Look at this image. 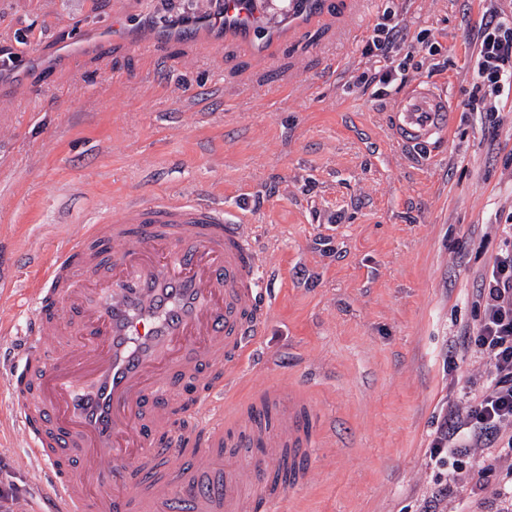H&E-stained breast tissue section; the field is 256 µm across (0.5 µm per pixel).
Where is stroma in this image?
Returning a JSON list of instances; mask_svg holds the SVG:
<instances>
[{
    "instance_id": "obj_1",
    "label": "stroma",
    "mask_w": 512,
    "mask_h": 512,
    "mask_svg": "<svg viewBox=\"0 0 512 512\" xmlns=\"http://www.w3.org/2000/svg\"><path fill=\"white\" fill-rule=\"evenodd\" d=\"M299 32L260 46L219 25L149 45L160 21L212 0H0V348L24 328L25 292L60 241L102 203L223 197L247 210L274 302L236 391L204 411L237 419L267 385L299 389L321 430L313 479L266 512H499L512 450L468 448L447 465L430 443L449 408L490 381L461 345L477 288L512 239V92L473 110L471 54L489 12L512 0H330ZM413 57L367 87L365 48L385 10ZM431 83L449 138L431 166L400 144L389 114ZM0 357V512L46 494L13 421ZM496 458L484 485L472 466Z\"/></svg>"
}]
</instances>
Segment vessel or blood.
Listing matches in <instances>:
<instances>
[{
	"label": "vessel or blood",
	"mask_w": 512,
	"mask_h": 512,
	"mask_svg": "<svg viewBox=\"0 0 512 512\" xmlns=\"http://www.w3.org/2000/svg\"><path fill=\"white\" fill-rule=\"evenodd\" d=\"M219 11L239 41L266 31L243 0ZM448 115L427 85L401 96L392 120L418 150L445 141ZM254 235L247 212L168 195L129 199L61 243L27 291L22 364L9 373L13 419L48 475L46 512H242L246 496L283 495L245 478L309 445L313 418L295 391L258 398L275 413L270 427L208 421L200 441L171 426L185 385L223 394L272 311ZM173 451L189 466L169 467Z\"/></svg>",
	"instance_id": "1"
}]
</instances>
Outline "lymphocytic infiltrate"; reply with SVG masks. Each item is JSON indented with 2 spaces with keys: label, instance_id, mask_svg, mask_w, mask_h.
I'll return each instance as SVG.
<instances>
[{
  "label": "lymphocytic infiltrate",
  "instance_id": "1",
  "mask_svg": "<svg viewBox=\"0 0 512 512\" xmlns=\"http://www.w3.org/2000/svg\"><path fill=\"white\" fill-rule=\"evenodd\" d=\"M403 30L393 12L375 26L367 52L378 64L365 75V82L387 85L394 81L397 69L390 61ZM473 58L475 93L496 96L512 85V11H496L487 18ZM479 296L482 318L472 333L464 335L462 344L485 359L490 390L476 397L466 412H450L432 441V455L437 459L465 430L472 443L503 437L512 447V437L505 435L512 430V241L483 273Z\"/></svg>",
  "mask_w": 512,
  "mask_h": 512
}]
</instances>
